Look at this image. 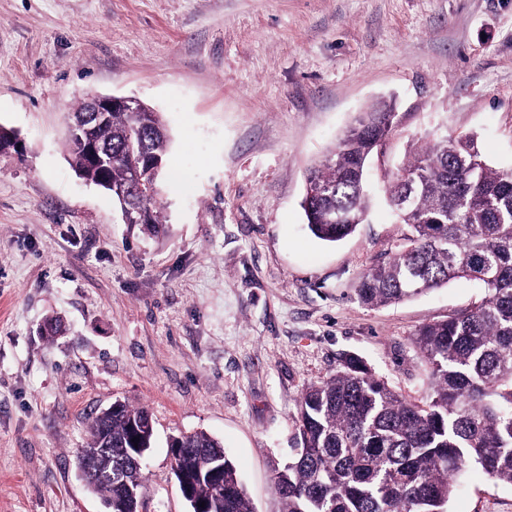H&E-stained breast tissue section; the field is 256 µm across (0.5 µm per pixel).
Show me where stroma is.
Instances as JSON below:
<instances>
[{"label":"stroma","mask_w":512,"mask_h":512,"mask_svg":"<svg viewBox=\"0 0 512 512\" xmlns=\"http://www.w3.org/2000/svg\"><path fill=\"white\" fill-rule=\"evenodd\" d=\"M94 94L138 98L169 131L159 236L70 164L67 116ZM379 100L397 116L369 164L374 206L324 243L308 170ZM441 123L512 168V0H0V126L24 148L0 153V512H104L77 455L118 399L155 425L139 512H190L167 443L196 430L254 512H280L298 399L345 355L424 401L415 330L483 290L374 308L356 288L405 231L385 173ZM51 315L68 328L54 341ZM448 512H512V486L469 466Z\"/></svg>","instance_id":"1"}]
</instances>
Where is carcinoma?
<instances>
[{
    "label": "carcinoma",
    "instance_id": "carcinoma-1",
    "mask_svg": "<svg viewBox=\"0 0 512 512\" xmlns=\"http://www.w3.org/2000/svg\"><path fill=\"white\" fill-rule=\"evenodd\" d=\"M392 113L385 101L358 113L310 169L302 207L315 237L339 241L366 217L367 166L393 131ZM90 135L108 149V162L91 169L71 141V165L99 185L127 184L138 164L155 181L170 152L165 124L145 106L113 111ZM385 194L407 232L387 263L362 275L359 300L386 306L460 279L478 283L485 297L416 330L430 376L424 402L355 358L304 388L300 448L273 474L280 512H448L455 478L470 465L512 485V169L491 166L474 134L435 132L387 174ZM127 204L140 212L134 224L159 233V190ZM153 436L148 409L120 400L89 426L79 462L92 460L88 488L115 501L116 512H138L145 472L132 452L151 448ZM179 439L172 463L188 471L187 491L205 512H254L218 439L204 431Z\"/></svg>",
    "mask_w": 512,
    "mask_h": 512
}]
</instances>
